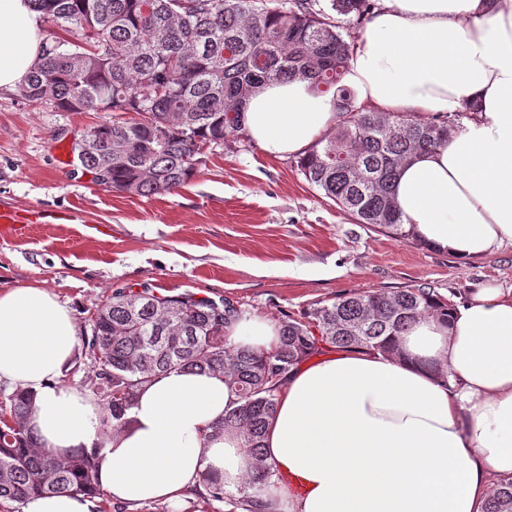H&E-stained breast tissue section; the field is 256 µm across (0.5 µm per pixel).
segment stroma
I'll return each mask as SVG.
<instances>
[{
	"instance_id": "stroma-1",
	"label": "stroma",
	"mask_w": 512,
	"mask_h": 512,
	"mask_svg": "<svg viewBox=\"0 0 512 512\" xmlns=\"http://www.w3.org/2000/svg\"><path fill=\"white\" fill-rule=\"evenodd\" d=\"M102 112H58L17 90H0V203L67 211L70 224H36L0 242V291L38 285L72 309L80 336L121 288L224 299L246 316L280 324L348 292L428 287L448 303L484 283L512 286V244L460 263L447 252L398 241L355 223L293 167L252 141L228 137L204 151L177 191L141 197L104 190L82 168L60 164ZM100 512H225L198 494L178 505L128 507L100 499Z\"/></svg>"
}]
</instances>
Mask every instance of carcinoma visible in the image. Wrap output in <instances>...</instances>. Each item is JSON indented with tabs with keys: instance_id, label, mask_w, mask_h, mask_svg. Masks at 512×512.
<instances>
[{
	"instance_id": "carcinoma-1",
	"label": "carcinoma",
	"mask_w": 512,
	"mask_h": 512,
	"mask_svg": "<svg viewBox=\"0 0 512 512\" xmlns=\"http://www.w3.org/2000/svg\"><path fill=\"white\" fill-rule=\"evenodd\" d=\"M31 0L53 30L19 96L57 112H110L89 130L92 145L76 144L79 162L106 190L165 195L189 182L203 150L228 135L246 136L241 112L262 86L303 80L329 97L336 132L296 157L295 166L358 224L398 240L413 238L400 223L392 187L399 167L418 152L448 141L455 118L418 120L355 105L342 84L352 51L343 17L361 19L372 0ZM425 314L448 315L430 288L342 294L290 317L267 353L227 341L224 329L245 312L224 300L192 294L157 295L120 289L101 306L84 347L97 367L87 392L102 402L106 434L129 423L137 392L172 371L227 376L237 402L214 434L236 432L254 469L237 503L261 512L263 496L280 480L263 463V435L279 382L324 346L395 351L396 340ZM34 393L16 389L0 410V504L22 512L35 495H104L95 461L103 444L57 457L27 425ZM484 512H512V480L500 483Z\"/></svg>"
}]
</instances>
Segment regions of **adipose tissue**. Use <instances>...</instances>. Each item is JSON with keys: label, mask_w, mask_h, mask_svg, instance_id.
<instances>
[{"label": "adipose tissue", "mask_w": 512, "mask_h": 512, "mask_svg": "<svg viewBox=\"0 0 512 512\" xmlns=\"http://www.w3.org/2000/svg\"><path fill=\"white\" fill-rule=\"evenodd\" d=\"M42 23L28 0H0V89L26 80ZM343 82L382 112L451 116L479 102L448 144L401 167L395 201L418 240L460 261L512 242V0H381ZM241 120L282 158L338 115L308 82L284 80L250 97ZM77 333L46 289L0 293V384L34 392L29 424L48 449L102 444L99 483L124 505L177 502L206 472L239 492L250 463L236 436L213 434L236 400L225 378L161 375L104 435L94 399L65 382ZM226 334L264 352L278 340L259 317ZM399 348L340 349L282 379L263 445L283 480L266 512H483L494 479L512 477V287L480 286L447 319H417Z\"/></svg>", "instance_id": "1"}]
</instances>
